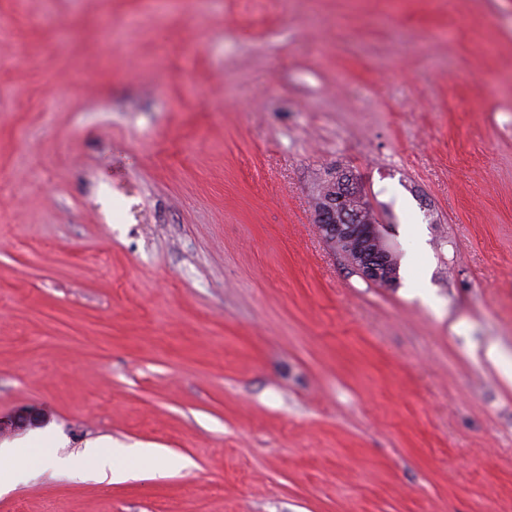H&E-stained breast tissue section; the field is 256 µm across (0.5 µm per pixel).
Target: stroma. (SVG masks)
Masks as SVG:
<instances>
[{
	"label": "stroma",
	"instance_id": "stroma-1",
	"mask_svg": "<svg viewBox=\"0 0 512 512\" xmlns=\"http://www.w3.org/2000/svg\"><path fill=\"white\" fill-rule=\"evenodd\" d=\"M509 373L512 0H0V512H512ZM343 198L338 201L327 200L326 204L317 210V223L322 238L326 241L331 236H348L352 234V238L357 235L361 240L367 241L368 249L356 248L353 257V266L357 273L366 281L378 282L387 278L388 260L389 274L391 275L392 284L379 283L382 287L392 286L398 279L399 266L397 258L393 252L389 254L385 242V236L381 231L380 224H374L363 219L362 212L350 210L340 205ZM49 437L45 433H35L9 446L0 445V492L2 486L11 485L27 477L24 460L30 451L44 448ZM108 448H112V446L102 443H92L87 447L85 454L93 459L96 469L104 477H107V470H109L112 481L120 480L125 476V472L116 470L114 466L112 467V459L114 460L115 457L126 453V450L114 448V446L112 450Z\"/></svg>",
	"mask_w": 512,
	"mask_h": 512
}]
</instances>
